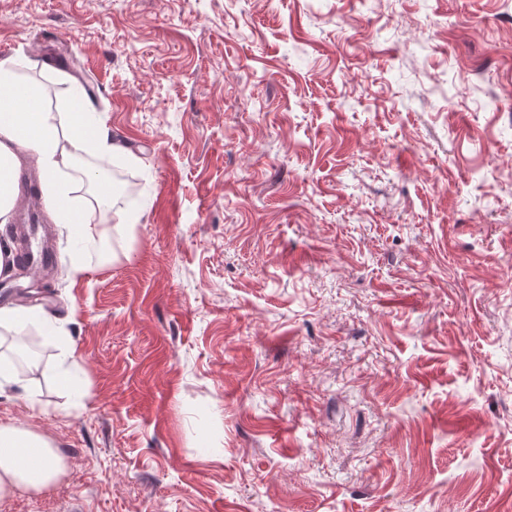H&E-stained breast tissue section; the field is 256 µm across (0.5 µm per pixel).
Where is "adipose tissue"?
I'll return each mask as SVG.
<instances>
[{
	"instance_id": "adipose-tissue-1",
	"label": "adipose tissue",
	"mask_w": 512,
	"mask_h": 512,
	"mask_svg": "<svg viewBox=\"0 0 512 512\" xmlns=\"http://www.w3.org/2000/svg\"><path fill=\"white\" fill-rule=\"evenodd\" d=\"M51 71L49 61L0 59V224L9 223L15 205L16 178L25 158L39 164L53 223L62 226L68 242L89 237L96 208L73 201L68 171L78 154L99 158L122 154L101 115L87 98L71 90L69 108L49 111L40 87L24 78L20 67ZM40 326L45 338L58 343L61 360L74 358L76 348L63 336L57 321L39 307L0 306V327ZM66 464L42 435L0 425V500L18 492H42L57 483Z\"/></svg>"
}]
</instances>
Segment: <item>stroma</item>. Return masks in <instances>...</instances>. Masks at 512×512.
<instances>
[{
    "instance_id": "1",
    "label": "stroma",
    "mask_w": 512,
    "mask_h": 512,
    "mask_svg": "<svg viewBox=\"0 0 512 512\" xmlns=\"http://www.w3.org/2000/svg\"><path fill=\"white\" fill-rule=\"evenodd\" d=\"M4 56L130 154L82 276L44 209L0 273L77 345L0 399L68 465L0 512H512L501 0H0Z\"/></svg>"
}]
</instances>
